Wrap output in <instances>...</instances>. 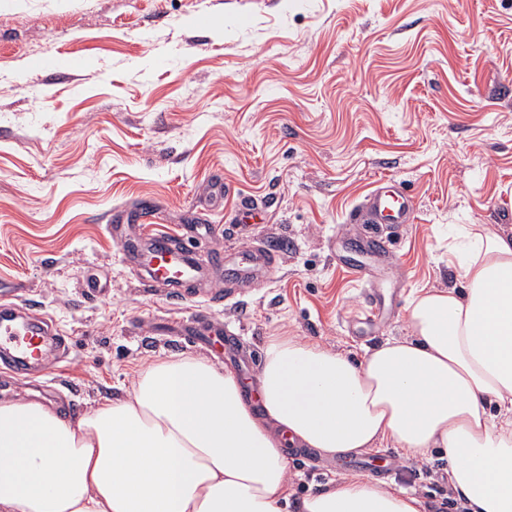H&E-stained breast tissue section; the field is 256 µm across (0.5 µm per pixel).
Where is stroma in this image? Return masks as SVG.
Segmentation results:
<instances>
[{"label":"stroma","mask_w":512,"mask_h":512,"mask_svg":"<svg viewBox=\"0 0 512 512\" xmlns=\"http://www.w3.org/2000/svg\"><path fill=\"white\" fill-rule=\"evenodd\" d=\"M69 58L81 67L40 65ZM381 179L412 196L411 223L358 221ZM245 201L265 223L239 221ZM143 203L173 234L192 214L225 250L278 247L276 268L222 304L171 301L107 230ZM452 224L512 227V0H0V281L26 283L22 302L54 319L70 358L43 380L0 377V400L76 417L156 361L224 366L222 348L154 330L201 310L257 365L273 336L362 356L408 335L415 291L453 283ZM377 233L391 250L376 286L396 309L358 340L348 319L367 285L332 251ZM287 458L299 496L339 474ZM443 467L401 458L388 476L426 512H455Z\"/></svg>","instance_id":"1"}]
</instances>
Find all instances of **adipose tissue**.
<instances>
[{"label":"adipose tissue","instance_id":"obj_1","mask_svg":"<svg viewBox=\"0 0 512 512\" xmlns=\"http://www.w3.org/2000/svg\"><path fill=\"white\" fill-rule=\"evenodd\" d=\"M448 263L459 286L420 290L409 336L361 359L270 337L255 405L198 356L76 418L0 400V512H425L360 473L294 498L287 440L326 458L439 451L462 512H512V233L461 228Z\"/></svg>","mask_w":512,"mask_h":512}]
</instances>
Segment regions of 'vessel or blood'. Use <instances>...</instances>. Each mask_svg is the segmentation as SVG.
<instances>
[{
	"instance_id": "b4317fda",
	"label": "vessel or blood",
	"mask_w": 512,
	"mask_h": 512,
	"mask_svg": "<svg viewBox=\"0 0 512 512\" xmlns=\"http://www.w3.org/2000/svg\"><path fill=\"white\" fill-rule=\"evenodd\" d=\"M411 204L406 196L381 184L366 197L362 210L377 224H405L410 218ZM160 215L152 206H142L137 214L113 216L109 233L119 245L125 258L139 271L150 287L170 299L186 298L189 291L202 288L204 299L212 301L232 298L255 279L275 268L276 249L245 248L226 255L215 250L200 257L190 248V241L211 237L215 229L208 224L185 225V238L158 230ZM386 247L382 238L365 241L359 250H351L344 243L336 245V260L350 268L358 278H366L364 258L379 257ZM225 274V288L210 287V280ZM159 332L175 336H189L205 345L215 337L222 338L227 353L236 350V330L227 324H213L203 317L188 321L164 320ZM68 346L52 324L33 314L22 304L0 300V363L14 372L32 374L38 363H56L64 359Z\"/></svg>"
}]
</instances>
